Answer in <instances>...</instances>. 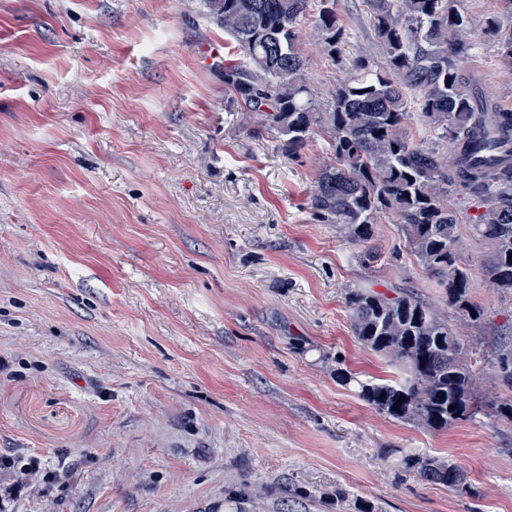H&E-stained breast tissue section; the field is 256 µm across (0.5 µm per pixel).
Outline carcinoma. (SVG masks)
I'll return each mask as SVG.
<instances>
[{
	"instance_id": "obj_1",
	"label": "carcinoma",
	"mask_w": 512,
	"mask_h": 512,
	"mask_svg": "<svg viewBox=\"0 0 512 512\" xmlns=\"http://www.w3.org/2000/svg\"><path fill=\"white\" fill-rule=\"evenodd\" d=\"M368 2L384 62L357 60L324 107L304 78L300 25L314 16L317 41L336 57L344 35L338 0H201L239 54L224 65V78L246 111L264 115L293 157L316 134L329 137L334 160L319 173L315 219L361 244L370 241L380 218H395L448 306L477 321L481 312L469 299L470 274L456 259L457 216L448 197L482 209L472 230L490 243L485 277L512 293V112L479 95L460 68L469 52L463 38L469 20L460 0ZM413 105L450 141L449 158L410 135ZM345 301L353 335L401 377L361 379L338 359L336 382L353 386L387 416L423 428L444 429L472 417L477 377L445 315L415 296L391 298L365 286L348 289ZM492 367L512 385V341L496 348ZM404 465L452 488L466 482L457 466L437 457L408 455ZM335 499L336 512H377L362 500L348 503L340 490Z\"/></svg>"
}]
</instances>
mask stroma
Returning <instances> with one entry per match:
<instances>
[{
  "label": "stroma",
  "instance_id": "stroma-1",
  "mask_svg": "<svg viewBox=\"0 0 512 512\" xmlns=\"http://www.w3.org/2000/svg\"><path fill=\"white\" fill-rule=\"evenodd\" d=\"M465 74L512 111L501 0H461ZM330 59L301 25L304 75L330 100L356 58L382 62L367 0H339ZM224 31L199 0H0V453L63 472L56 512H512V387L488 360L512 337V293L459 213L457 262L479 321L447 308L379 220L368 245L312 215L329 139L289 156L244 112L203 46ZM372 247L376 260L362 261ZM446 308L479 378V411L441 430L403 423L339 385L398 370L353 336L348 288ZM458 465V491L405 456Z\"/></svg>",
  "mask_w": 512,
  "mask_h": 512
}]
</instances>
